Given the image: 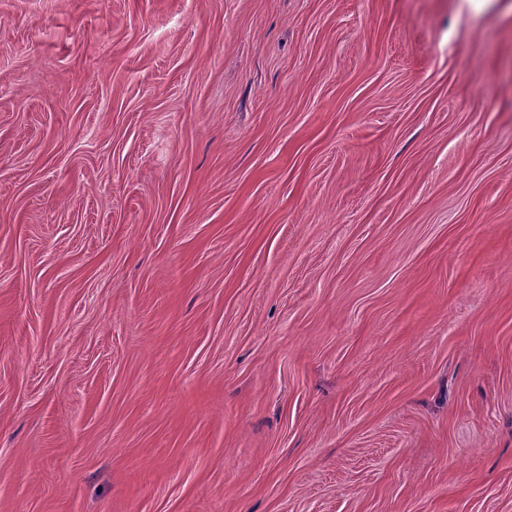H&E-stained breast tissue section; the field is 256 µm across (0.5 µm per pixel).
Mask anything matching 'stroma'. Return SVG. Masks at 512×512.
I'll list each match as a JSON object with an SVG mask.
<instances>
[{
    "mask_svg": "<svg viewBox=\"0 0 512 512\" xmlns=\"http://www.w3.org/2000/svg\"><path fill=\"white\" fill-rule=\"evenodd\" d=\"M0 512H512V0H0Z\"/></svg>",
    "mask_w": 512,
    "mask_h": 512,
    "instance_id": "1",
    "label": "stroma"
}]
</instances>
